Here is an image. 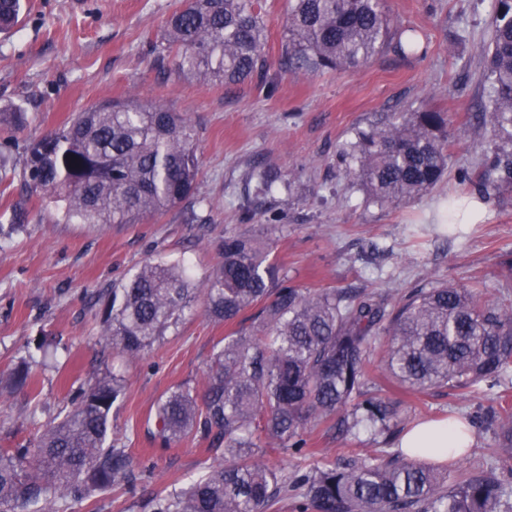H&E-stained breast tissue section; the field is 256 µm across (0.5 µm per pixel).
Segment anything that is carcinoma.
<instances>
[{"mask_svg": "<svg viewBox=\"0 0 512 512\" xmlns=\"http://www.w3.org/2000/svg\"><path fill=\"white\" fill-rule=\"evenodd\" d=\"M21 0H0V32L20 19ZM484 52L487 87L475 118L498 143L481 162L472 195L512 185V0H490ZM281 42L285 71L314 74L363 65L392 50L414 52L409 29L395 27L383 0H291ZM258 0H186L159 48L174 70L226 87L268 67ZM197 130L161 103L112 101L26 142L23 178L66 223L138 224L177 206L199 174ZM348 185L379 206L411 201L448 171V115L386 112L341 152ZM257 192L290 183L262 169ZM218 260L197 284L180 263H146L94 302L102 347L124 355L152 349L200 301L214 322L234 326L212 357L203 393L177 389L150 423L162 442L200 435L221 462L188 484L173 483L151 512H512V407L485 418L498 444L496 464L448 467L394 448L400 429L391 401L368 389L382 350L388 376L411 392L463 394L497 386L512 373V299H486L482 284L413 289L399 297L351 286L311 290L288 281L268 244L249 232L224 235ZM22 362L6 386H25ZM122 376L80 389L78 400L37 439L0 448V512H53L128 484L133 462L111 438L112 412L124 401ZM333 422L342 437L371 426L383 447L353 448L301 471L270 463L273 452L314 457L312 429Z\"/></svg>", "mask_w": 512, "mask_h": 512, "instance_id": "1", "label": "carcinoma"}]
</instances>
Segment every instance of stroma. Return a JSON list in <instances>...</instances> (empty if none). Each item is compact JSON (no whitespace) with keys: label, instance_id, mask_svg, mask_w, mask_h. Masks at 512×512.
Returning a JSON list of instances; mask_svg holds the SVG:
<instances>
[{"label":"stroma","instance_id":"obj_1","mask_svg":"<svg viewBox=\"0 0 512 512\" xmlns=\"http://www.w3.org/2000/svg\"><path fill=\"white\" fill-rule=\"evenodd\" d=\"M183 4L83 0L77 9L72 0H24L19 25L0 33V106L25 115L15 143L0 141V168L10 180L0 192V218L18 203L28 211L22 228L0 233V373L24 359L39 364L29 387L0 394V448L35 439L71 408L80 386L121 368L125 398L112 416V434L125 439L138 479L97 497V512H149L152 497L213 464L208 441L188 437L164 446L146 421L167 393L201 389L229 328L210 321L198 304L143 357L101 360L91 310L96 293L148 261L190 262L203 280L216 261L214 241L263 220L246 208L251 168L274 169L291 183L271 198V246L297 284H363L399 296L480 280L490 301L512 293V187L491 195L482 221L467 226L465 243L432 228L417 238L408 231L460 195L461 175L476 176L481 153L494 148L472 121L483 96L488 0H386L423 51H387L365 65L316 75L281 71L288 0H259L268 71L264 79L227 88L201 85L159 60L166 23ZM128 99L164 102L195 124L201 171L192 195L140 224L54 221L23 184L25 140L63 126L74 113ZM402 107L447 113L451 161L429 192L380 207L347 186L338 152L374 114ZM477 141L482 151L474 150ZM372 378L407 429L432 418L483 416L502 397L512 398V376L465 397L448 389L403 391L387 382L379 360Z\"/></svg>","mask_w":512,"mask_h":512}]
</instances>
